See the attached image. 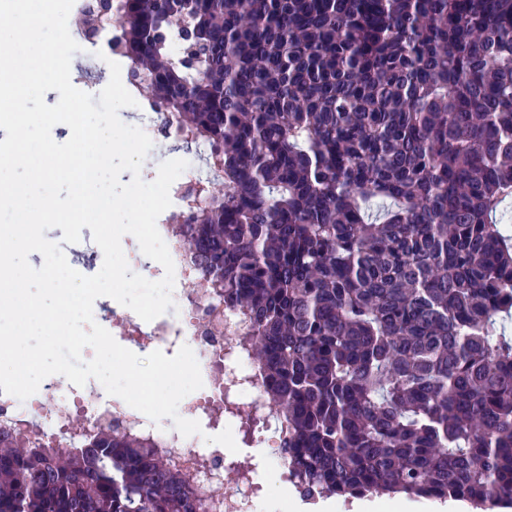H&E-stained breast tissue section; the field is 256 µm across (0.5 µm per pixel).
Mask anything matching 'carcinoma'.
Segmentation results:
<instances>
[{
  "label": "carcinoma",
  "instance_id": "obj_1",
  "mask_svg": "<svg viewBox=\"0 0 512 512\" xmlns=\"http://www.w3.org/2000/svg\"><path fill=\"white\" fill-rule=\"evenodd\" d=\"M115 58L222 173L172 212L249 321L309 501L512 505V0H112ZM149 440L0 429V512H197Z\"/></svg>",
  "mask_w": 512,
  "mask_h": 512
}]
</instances>
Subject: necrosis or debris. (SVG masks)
Here are the masks:
<instances>
[{
    "instance_id": "obj_1",
    "label": "necrosis or debris",
    "mask_w": 512,
    "mask_h": 512,
    "mask_svg": "<svg viewBox=\"0 0 512 512\" xmlns=\"http://www.w3.org/2000/svg\"><path fill=\"white\" fill-rule=\"evenodd\" d=\"M178 301L180 314L175 318L142 322L115 310L108 316L97 315L96 321H111L127 340L145 348L188 345L199 363L205 390L182 399V416L204 427L237 421L251 440L284 456L287 429L263 396L264 378L249 355L242 315L226 309L206 288L180 294ZM5 425L28 441L54 438L68 449L79 447L85 433L109 425L150 439L194 488L199 512H255L265 493L253 471L242 468L220 445L206 443L198 435L182 436L175 427L151 421L119 397L108 395L97 381L78 387L51 375L26 400L0 393V427Z\"/></svg>"
}]
</instances>
